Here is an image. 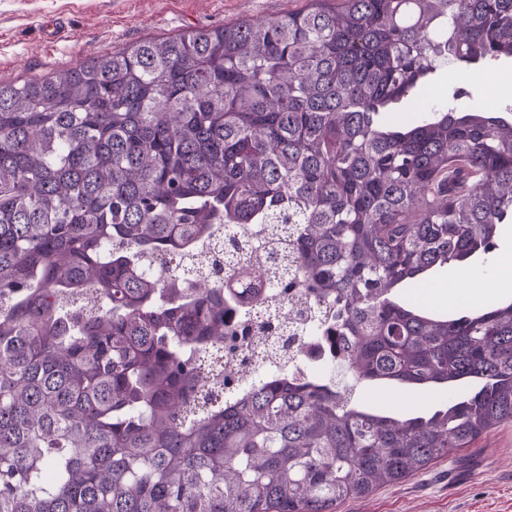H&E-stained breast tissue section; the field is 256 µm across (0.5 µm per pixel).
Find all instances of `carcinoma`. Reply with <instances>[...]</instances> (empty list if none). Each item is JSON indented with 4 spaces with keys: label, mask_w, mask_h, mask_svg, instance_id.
<instances>
[{
    "label": "carcinoma",
    "mask_w": 512,
    "mask_h": 512,
    "mask_svg": "<svg viewBox=\"0 0 512 512\" xmlns=\"http://www.w3.org/2000/svg\"><path fill=\"white\" fill-rule=\"evenodd\" d=\"M502 57L512 0H307L0 83V512H333L511 422L512 302L398 288L512 224V120L391 112ZM248 224L280 248L264 280ZM221 225L201 288L180 264ZM297 294L348 381L217 401L204 355L282 335ZM371 384L467 392L404 417L354 401Z\"/></svg>",
    "instance_id": "cac0c4a2"
}]
</instances>
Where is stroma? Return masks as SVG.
Wrapping results in <instances>:
<instances>
[{
	"label": "stroma",
	"mask_w": 512,
	"mask_h": 512,
	"mask_svg": "<svg viewBox=\"0 0 512 512\" xmlns=\"http://www.w3.org/2000/svg\"><path fill=\"white\" fill-rule=\"evenodd\" d=\"M304 0H0V81L51 75L92 57L125 49L143 39L167 37L247 19H270ZM53 16L62 39L48 45L42 22ZM512 118V60L459 62L440 68L431 85L411 93L401 107L408 122L454 103L486 105ZM512 254V224L504 225L491 255L439 268L434 285L408 283L404 296H421L437 314L466 312L512 300V274L500 263ZM362 400L398 414L428 411L447 399L444 391L414 396L402 386L370 385ZM335 512H512V422H506L406 481L379 487L369 497L348 500Z\"/></svg>",
	"instance_id": "1"
}]
</instances>
